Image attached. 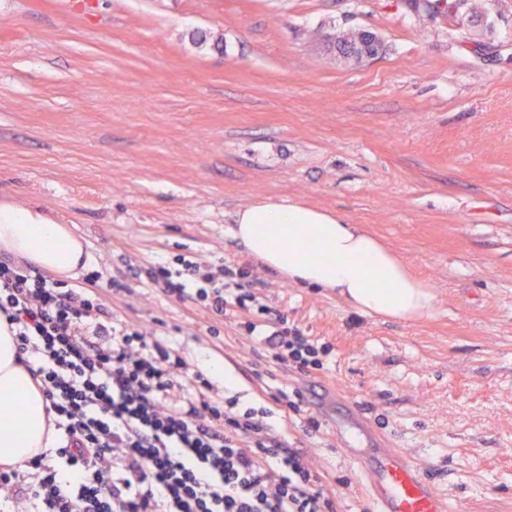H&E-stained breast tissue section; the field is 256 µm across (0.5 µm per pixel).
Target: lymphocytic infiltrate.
<instances>
[{"label":"lymphocytic infiltrate","mask_w":512,"mask_h":512,"mask_svg":"<svg viewBox=\"0 0 512 512\" xmlns=\"http://www.w3.org/2000/svg\"><path fill=\"white\" fill-rule=\"evenodd\" d=\"M246 268L189 259L133 269L164 293L240 327L274 361L310 374L332 349L244 287ZM96 280L68 284L0 257V317L44 399L52 448L0 464L10 512H336L270 410L210 396L202 371L116 322Z\"/></svg>","instance_id":"lymphocytic-infiltrate-1"}]
</instances>
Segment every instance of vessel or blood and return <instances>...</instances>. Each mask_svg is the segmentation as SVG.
Wrapping results in <instances>:
<instances>
[{"mask_svg": "<svg viewBox=\"0 0 512 512\" xmlns=\"http://www.w3.org/2000/svg\"><path fill=\"white\" fill-rule=\"evenodd\" d=\"M347 454L365 477L375 512H447L445 498L409 453L376 440L368 451Z\"/></svg>", "mask_w": 512, "mask_h": 512, "instance_id": "obj_1", "label": "vessel or blood"}]
</instances>
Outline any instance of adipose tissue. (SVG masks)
Segmentation results:
<instances>
[{
    "label": "adipose tissue",
    "mask_w": 512,
    "mask_h": 512,
    "mask_svg": "<svg viewBox=\"0 0 512 512\" xmlns=\"http://www.w3.org/2000/svg\"><path fill=\"white\" fill-rule=\"evenodd\" d=\"M234 235L270 268L297 283L337 290L369 315L414 320L435 307L433 290L361 225L303 203L253 202L240 208ZM0 249L66 279L88 255L64 224L25 209H0ZM43 398L6 326L0 323V462L20 463L44 445Z\"/></svg>",
    "instance_id": "adipose-tissue-1"
}]
</instances>
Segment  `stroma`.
<instances>
[{
    "label": "stroma",
    "mask_w": 512,
    "mask_h": 512,
    "mask_svg": "<svg viewBox=\"0 0 512 512\" xmlns=\"http://www.w3.org/2000/svg\"><path fill=\"white\" fill-rule=\"evenodd\" d=\"M460 23L414 0H0V206L70 225L120 279L119 322L179 350L216 399L340 387L426 465L450 512H512V0ZM367 30L378 53L327 54ZM298 202L377 235L436 294L404 321L268 269L238 209ZM247 267L263 302L331 344L284 368L233 316L129 278L178 257ZM318 428H310L308 418ZM336 407L279 421L336 495L372 512L336 439Z\"/></svg>",
    "instance_id": "1"
}]
</instances>
